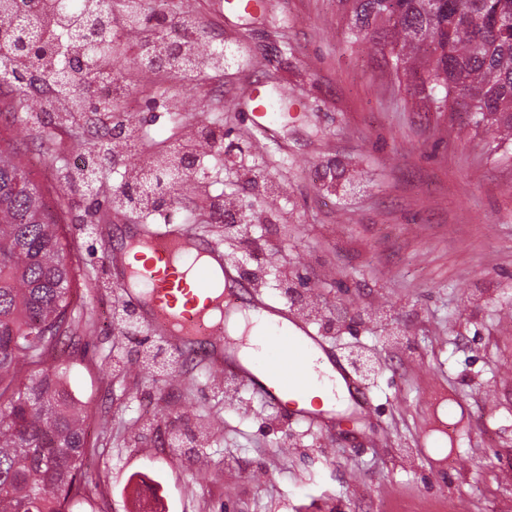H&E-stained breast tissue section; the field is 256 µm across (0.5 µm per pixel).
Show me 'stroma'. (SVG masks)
<instances>
[{
  "instance_id": "35a3bbf8",
  "label": "stroma",
  "mask_w": 512,
  "mask_h": 512,
  "mask_svg": "<svg viewBox=\"0 0 512 512\" xmlns=\"http://www.w3.org/2000/svg\"><path fill=\"white\" fill-rule=\"evenodd\" d=\"M223 48V71L195 70L181 111L155 100L171 81L125 56L124 108L149 147L218 128L243 167L188 182L156 223L188 225L256 270L274 257L293 288L339 319L326 338L340 357H372L371 416L337 413L318 429L268 408L244 386L225 398L215 371L165 353L149 327L122 335L112 257L138 225L61 170L94 148L100 115L13 119L0 87V139L15 143L48 208L65 226L76 268L77 333L48 363L69 370L87 404V499L94 512H139L143 486L165 512H512V150L475 127L463 104L434 112L420 83L400 78L383 44L354 41L340 0H166ZM262 93L278 109L270 135L250 120ZM264 170L267 192L247 175ZM251 209L247 234L210 220L213 200ZM398 339H391L389 329Z\"/></svg>"
}]
</instances>
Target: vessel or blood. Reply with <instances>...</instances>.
I'll use <instances>...</instances> for the list:
<instances>
[{
  "label": "vessel or blood",
  "instance_id": "b4317fda",
  "mask_svg": "<svg viewBox=\"0 0 512 512\" xmlns=\"http://www.w3.org/2000/svg\"><path fill=\"white\" fill-rule=\"evenodd\" d=\"M128 245L148 251L149 256L135 267L127 263L125 252H117L115 284L123 294L139 299L149 327L165 336L175 350L249 385L273 405L287 393L300 395L308 389L313 379L308 360L316 355L337 371L355 408L370 412L366 387L323 336L287 306L261 297L235 274L219 247L187 234L179 224L161 228L142 225ZM237 309L269 317L276 331L274 364L261 365L239 357L228 332L229 315Z\"/></svg>",
  "mask_w": 512,
  "mask_h": 512
}]
</instances>
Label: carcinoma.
Returning a JSON list of instances; mask_svg holds the SVG:
<instances>
[{
	"label": "carcinoma",
	"mask_w": 512,
	"mask_h": 512,
	"mask_svg": "<svg viewBox=\"0 0 512 512\" xmlns=\"http://www.w3.org/2000/svg\"><path fill=\"white\" fill-rule=\"evenodd\" d=\"M353 35L368 38L385 30L396 67L407 79L420 78L445 90L434 100L443 111L457 98L467 100L475 124L512 141V0H351ZM126 29L141 35L140 53L153 52L173 76L184 77L200 64L224 60L219 48L204 55L197 27L180 14L146 13L145 0H119ZM169 18L179 41L162 55L165 42L152 20ZM82 32L89 37L83 56L72 58L64 46ZM0 33L7 37L0 63L20 71L27 81L50 83L76 112L106 114L120 130L125 122L122 99L104 85L108 71L126 48L112 34V6L98 0H0ZM15 111L26 121L44 108L18 88ZM113 141L103 140L84 167L65 171L67 183L92 195L109 184L102 160ZM187 157L204 164L207 154L193 144L175 147L134 172L123 195H110L112 208L142 220L165 209L156 198V182L165 179L181 190L180 163ZM72 263L53 213L39 187L27 176L16 154L0 149V512H72L85 496L87 412L67 392V368L43 369L47 354L74 332L69 316Z\"/></svg>",
	"instance_id": "obj_1"
}]
</instances>
